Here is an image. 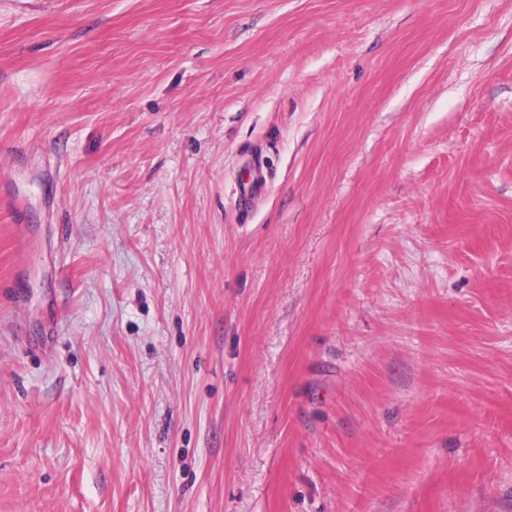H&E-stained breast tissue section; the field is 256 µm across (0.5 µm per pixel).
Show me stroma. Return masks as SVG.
Segmentation results:
<instances>
[{
  "label": "stroma",
  "instance_id": "1",
  "mask_svg": "<svg viewBox=\"0 0 512 512\" xmlns=\"http://www.w3.org/2000/svg\"><path fill=\"white\" fill-rule=\"evenodd\" d=\"M0 512H512V0H0ZM267 176H268V170L266 166L259 162L254 163L253 167L250 171V184L248 187V190H244L243 193H241L239 204L240 209L244 212L248 211L250 207V201H251V195L253 191L262 186L267 184Z\"/></svg>",
  "mask_w": 512,
  "mask_h": 512
}]
</instances>
